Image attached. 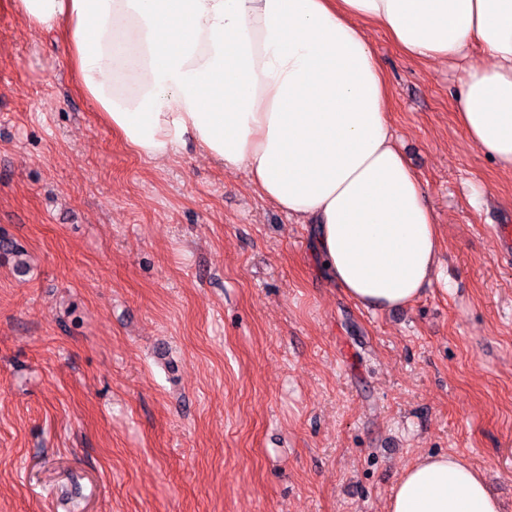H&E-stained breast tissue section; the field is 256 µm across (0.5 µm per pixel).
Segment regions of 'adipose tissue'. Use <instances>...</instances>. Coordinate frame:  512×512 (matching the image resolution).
Segmentation results:
<instances>
[{
    "label": "adipose tissue",
    "mask_w": 512,
    "mask_h": 512,
    "mask_svg": "<svg viewBox=\"0 0 512 512\" xmlns=\"http://www.w3.org/2000/svg\"><path fill=\"white\" fill-rule=\"evenodd\" d=\"M59 35L80 89L139 156L194 143L312 225L328 278L372 309L413 302L439 234L389 126L366 26L406 56L464 76L455 121L512 173V0H13ZM479 46L482 59L467 52ZM387 512H500L457 454L404 466Z\"/></svg>",
    "instance_id": "adipose-tissue-1"
}]
</instances>
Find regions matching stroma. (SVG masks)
Here are the masks:
<instances>
[{"mask_svg":"<svg viewBox=\"0 0 512 512\" xmlns=\"http://www.w3.org/2000/svg\"><path fill=\"white\" fill-rule=\"evenodd\" d=\"M367 35L440 236L383 311L246 173L137 156L0 0V234L27 261L0 258V512H386L448 452L512 512V174L459 130L458 73Z\"/></svg>","mask_w":512,"mask_h":512,"instance_id":"stroma-1","label":"stroma"}]
</instances>
